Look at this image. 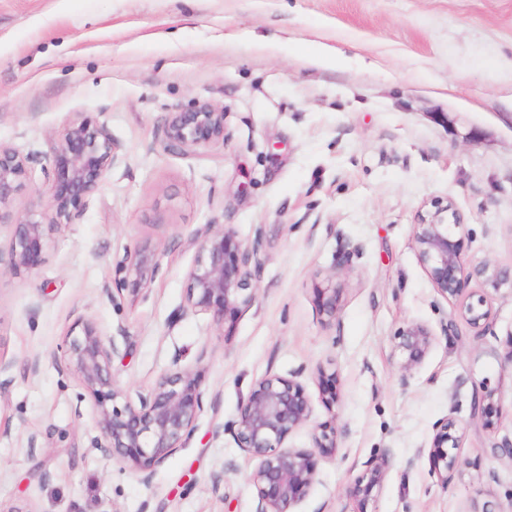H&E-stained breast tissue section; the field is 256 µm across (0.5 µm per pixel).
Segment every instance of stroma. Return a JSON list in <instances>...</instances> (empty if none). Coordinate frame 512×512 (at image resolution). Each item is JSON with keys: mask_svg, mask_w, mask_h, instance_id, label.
<instances>
[{"mask_svg": "<svg viewBox=\"0 0 512 512\" xmlns=\"http://www.w3.org/2000/svg\"><path fill=\"white\" fill-rule=\"evenodd\" d=\"M198 103L223 110V141L165 150L169 113ZM79 116L120 160L39 269L0 273V512H254L227 426L269 371L311 400L289 446L337 435L294 512H358L345 489L382 454L372 512H512V292L476 331L462 309L481 284L441 297L413 238L448 201L467 264L512 265V0H0V143L40 160ZM209 223L262 260L255 301L220 330L177 314ZM145 244L159 277L111 298L117 257ZM322 288L340 291L329 323ZM80 315L125 327L129 398L174 354L200 367L195 431L150 480L93 448L94 400L55 362ZM409 323L436 342L406 377L392 346ZM321 366L338 374L330 408ZM482 389L491 428L472 416ZM450 416L462 466L444 483L429 447Z\"/></svg>", "mask_w": 512, "mask_h": 512, "instance_id": "35a3bbf8", "label": "stroma"}]
</instances>
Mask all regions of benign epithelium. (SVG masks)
Segmentation results:
<instances>
[{
  "label": "benign epithelium",
  "instance_id": "obj_1",
  "mask_svg": "<svg viewBox=\"0 0 512 512\" xmlns=\"http://www.w3.org/2000/svg\"><path fill=\"white\" fill-rule=\"evenodd\" d=\"M166 148L180 152L196 151L224 140V111L209 104L173 112L164 126ZM119 160L117 146L107 127L88 117H78L66 127L52 147L43 167L48 178V200L39 215H19L11 204L28 179L36 159L0 144V224L8 227L0 247V271L17 274L43 265L54 232L80 215L86 200L96 192L107 173ZM459 214L452 204L436 201L432 210L418 216L413 237L419 258L437 293L445 299L460 295L475 280L498 292L512 290V267L492 263L470 267L462 256L457 229ZM244 246L224 224H203L191 237L197 248L194 264L187 271L188 288L179 316L205 314L221 328L233 321L255 300V272L261 264L259 241ZM161 270L158 254L148 246L124 252L115 263V277L104 291L112 298L124 293L138 295L150 290ZM487 298L469 304L464 316L475 329L487 320L482 310ZM336 289H327L318 314L324 322L336 319ZM80 328L66 335L55 357L64 371L77 375L95 400L98 435L94 447L107 457L122 461L147 480L154 469L192 436L195 423L204 410L199 369L181 365L174 356L172 366L161 373L154 386L130 400L118 385L113 361L119 354L115 338H107L92 320L80 315ZM435 342L424 325L410 323L400 328L393 340V356L403 375H408L425 359ZM319 383L327 393V403L335 404L338 375L321 367ZM311 401L298 374L288 377L267 373L254 384L248 399L238 408L229 426L239 448L255 468L249 482L255 493V512H292L316 479L314 456L336 447V431L313 436V447L288 446L289 436L309 424ZM456 419L441 422L429 448L435 471L443 483L462 466L459 456ZM391 467L388 455L367 462L364 474L346 488V495L357 499L367 512Z\"/></svg>",
  "mask_w": 512,
  "mask_h": 512
}]
</instances>
